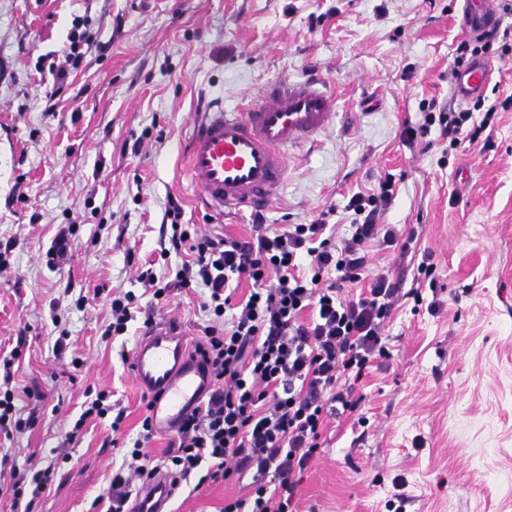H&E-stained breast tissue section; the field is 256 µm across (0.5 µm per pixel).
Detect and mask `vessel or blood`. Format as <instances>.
Masks as SVG:
<instances>
[{
  "mask_svg": "<svg viewBox=\"0 0 512 512\" xmlns=\"http://www.w3.org/2000/svg\"><path fill=\"white\" fill-rule=\"evenodd\" d=\"M468 27L482 32L498 22L490 0H470ZM485 62L455 78L459 97L481 93L489 79ZM337 97L319 78L270 83L242 109L200 113L186 145L187 176L212 211H240L276 199L288 169L289 148L314 142L333 124ZM135 383L150 402L160 431L173 430L201 402L213 381L183 328L156 321L136 340L130 358ZM172 489L165 474L142 486L130 512H170Z\"/></svg>",
  "mask_w": 512,
  "mask_h": 512,
  "instance_id": "b4317fda",
  "label": "vessel or blood"
}]
</instances>
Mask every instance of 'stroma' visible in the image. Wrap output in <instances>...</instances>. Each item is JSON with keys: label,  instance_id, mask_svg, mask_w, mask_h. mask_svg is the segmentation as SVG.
I'll return each mask as SVG.
<instances>
[{"label": "stroma", "instance_id": "35a3bbf8", "mask_svg": "<svg viewBox=\"0 0 512 512\" xmlns=\"http://www.w3.org/2000/svg\"><path fill=\"white\" fill-rule=\"evenodd\" d=\"M464 0H0V358L19 350L13 383L35 423L0 442L17 471L57 460L60 471L34 512H94L140 430L144 397L122 357L146 316L197 336L203 289L162 308L140 304L126 335L109 339L104 303L79 295L142 294L138 267L167 275L163 217L178 199L182 223L201 234L248 238L253 212L206 210L181 147L208 103L239 108L270 81L315 71L340 94V115L314 144L288 152L280 195L264 209L279 229L325 217L351 223L352 195L395 183L380 221L414 241L406 255L369 246L371 269L414 287L421 264L435 288L402 299L385 323L390 359L356 385L361 402L328 420L293 500L295 512H385L393 481L402 512H512V12L499 13L487 103L453 91ZM85 22L83 60L66 85L62 62L74 18ZM471 110L494 150L451 148L438 126L429 149L402 139L423 125L428 102ZM144 136L140 153L123 151ZM73 226L68 257L46 250ZM437 310H430V303ZM66 346L56 350L58 337ZM83 362L73 368L72 359ZM124 409L120 434L89 420L68 434L87 389ZM235 480L205 485L178 512H221L245 495Z\"/></svg>", "mask_w": 512, "mask_h": 512}]
</instances>
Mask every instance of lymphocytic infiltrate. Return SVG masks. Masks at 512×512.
<instances>
[{"mask_svg": "<svg viewBox=\"0 0 512 512\" xmlns=\"http://www.w3.org/2000/svg\"><path fill=\"white\" fill-rule=\"evenodd\" d=\"M471 115L444 109L427 113L450 146L475 143L467 129ZM393 197V184L376 195H353L349 238L327 235L325 220L272 229L257 223L249 240L199 235L183 229V210L169 199L165 217L172 234L162 257L181 255L172 280L153 270L137 280L151 292L152 305L165 304L172 289L203 286L201 309L210 323L195 347L212 370L215 384L207 399L176 430L163 459L144 446L156 435L150 418L130 451L132 475L113 473L106 512H125L135 482H148L165 470L173 488L189 478L198 485L248 480L247 496L225 500L224 512H288L298 476L319 447L328 417L359 404L343 377L361 378L372 362L386 356L385 321L400 299V288L371 273L365 252L378 242L393 247L399 234L377 217ZM251 283L236 299L233 278ZM361 283L358 298L337 297L339 282ZM54 466L32 474L14 473L0 484L11 512H34L37 498L50 488Z\"/></svg>", "mask_w": 512, "mask_h": 512, "instance_id": "1", "label": "lymphocytic infiltrate"}]
</instances>
